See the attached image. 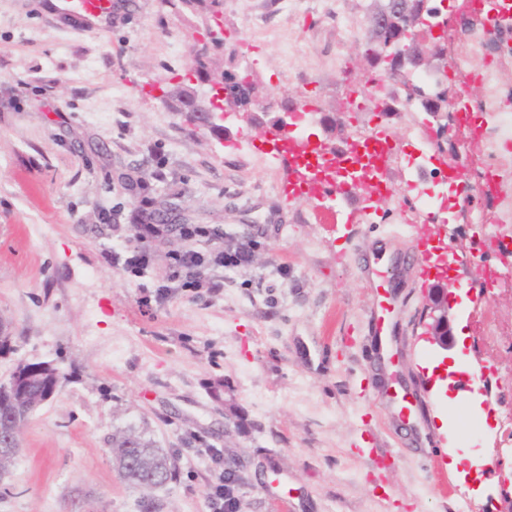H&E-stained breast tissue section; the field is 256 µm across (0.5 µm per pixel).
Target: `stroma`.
<instances>
[{
	"label": "stroma",
	"mask_w": 512,
	"mask_h": 512,
	"mask_svg": "<svg viewBox=\"0 0 512 512\" xmlns=\"http://www.w3.org/2000/svg\"><path fill=\"white\" fill-rule=\"evenodd\" d=\"M381 2L302 0L286 16L277 0L192 13L180 0H124L108 27L81 31L45 0H0V323L12 337L0 382L22 361L66 375L21 428L0 512H139L144 497L156 512H208L224 464L239 477L238 512H275L282 498L288 512H501L500 480L512 473L500 443L512 414V277L486 291L469 273L504 263L474 222L478 201L450 209L431 239L456 243L459 256L448 305L467 334L449 393L427 374L441 360L428 332L435 276L401 265L392 361L372 333L361 255L414 252L406 227L424 216L399 209L406 181L423 172L422 187L438 192L458 163L420 109H347ZM217 16L266 101L302 100L335 118L332 135L309 125L319 140L347 149L357 132H392L389 193L289 196L288 161L246 114L230 116L225 135L182 111L170 92L189 85ZM409 126L418 139H404ZM351 199L373 223H347ZM135 224L160 231L148 264L128 270L114 255L133 245ZM184 224L203 235L184 240ZM230 245L249 249L251 263L215 265ZM187 248L204 260L194 288L170 278L172 254ZM394 376L418 392L421 411L400 417L399 401L382 396ZM217 379L221 404L209 393ZM127 430L173 456L176 477L147 492L122 482L112 437ZM452 444L464 455L454 478ZM364 448L392 455L375 467Z\"/></svg>",
	"instance_id": "obj_1"
}]
</instances>
